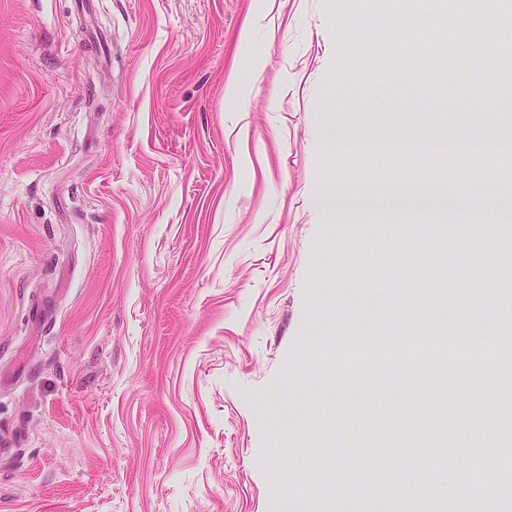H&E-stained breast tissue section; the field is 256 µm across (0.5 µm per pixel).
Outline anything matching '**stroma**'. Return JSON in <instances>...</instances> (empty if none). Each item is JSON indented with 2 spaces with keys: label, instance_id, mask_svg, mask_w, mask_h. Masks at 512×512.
Segmentation results:
<instances>
[{
  "label": "stroma",
  "instance_id": "35a3bbf8",
  "mask_svg": "<svg viewBox=\"0 0 512 512\" xmlns=\"http://www.w3.org/2000/svg\"><path fill=\"white\" fill-rule=\"evenodd\" d=\"M384 2L272 0L243 52L262 0H0V512H279L324 487L338 505L388 417L396 469L442 440L447 472L469 467L512 376L327 359L505 322L481 287L446 322L398 274L379 293L367 238L429 262L443 230L315 204L439 191L377 151L438 125V92L372 79ZM334 123L354 152L323 145Z\"/></svg>",
  "mask_w": 512,
  "mask_h": 512
}]
</instances>
